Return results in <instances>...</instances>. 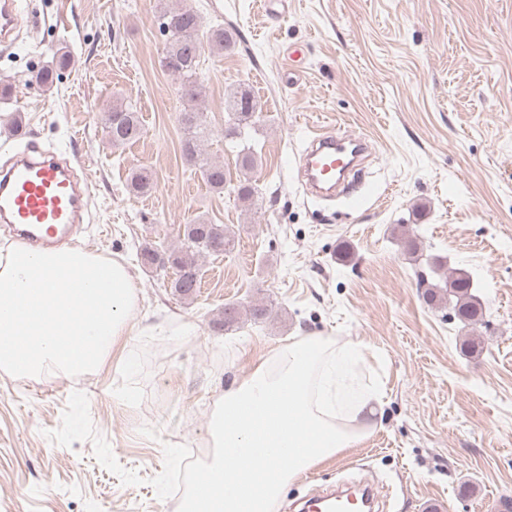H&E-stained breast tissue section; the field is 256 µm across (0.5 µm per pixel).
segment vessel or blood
Instances as JSON below:
<instances>
[{"mask_svg":"<svg viewBox=\"0 0 512 512\" xmlns=\"http://www.w3.org/2000/svg\"><path fill=\"white\" fill-rule=\"evenodd\" d=\"M21 0H0V39L8 40L20 23ZM363 148L327 133L317 134L304 158L311 187L331 195L346 174L344 148ZM88 217V199L67 160L38 148L24 150L0 169V222L35 248L71 238Z\"/></svg>","mask_w":512,"mask_h":512,"instance_id":"b4317fda","label":"vessel or blood"}]
</instances>
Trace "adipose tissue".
Masks as SVG:
<instances>
[{
    "instance_id": "1",
    "label": "adipose tissue",
    "mask_w": 512,
    "mask_h": 512,
    "mask_svg": "<svg viewBox=\"0 0 512 512\" xmlns=\"http://www.w3.org/2000/svg\"><path fill=\"white\" fill-rule=\"evenodd\" d=\"M354 350L333 347L322 336L274 350L240 383L224 392L210 421L220 450L186 512H273L298 475L350 447L353 424L376 413L378 397L347 379ZM287 449L288 469L270 462Z\"/></svg>"
}]
</instances>
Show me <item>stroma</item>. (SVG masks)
<instances>
[{
    "instance_id": "1",
    "label": "stroma",
    "mask_w": 512,
    "mask_h": 512,
    "mask_svg": "<svg viewBox=\"0 0 512 512\" xmlns=\"http://www.w3.org/2000/svg\"><path fill=\"white\" fill-rule=\"evenodd\" d=\"M23 0L15 45L0 43V163L31 139L70 151L90 175L91 221L77 244L122 262L141 314L187 325L180 342L122 336L100 367L21 379L0 370V512H177L192 489L209 418L224 390L272 348L304 336L356 346L382 401L363 438L289 484L276 512L345 477L374 479L386 512H506L512 498V0ZM187 5L224 26L232 51L206 55L196 106L203 145L228 180L251 177L252 204L216 192L182 151L177 80L159 60L158 17ZM301 52L288 58V48ZM50 88L25 84L58 51ZM261 108L257 165L225 147L226 96ZM133 104L135 143L112 146L107 111ZM18 116L20 129L9 119ZM368 144L362 203L311 200L297 179L317 132ZM153 190L134 195L132 173ZM235 247L196 261L200 290L174 292L173 269L141 264L142 247H180L196 218ZM425 260L478 273L487 325L428 305L405 241ZM243 309L227 330L225 304ZM265 307V316H246ZM149 354L143 402L113 393L124 360Z\"/></svg>"
}]
</instances>
